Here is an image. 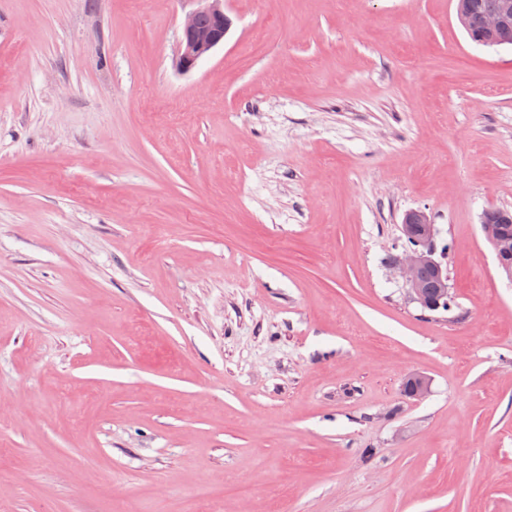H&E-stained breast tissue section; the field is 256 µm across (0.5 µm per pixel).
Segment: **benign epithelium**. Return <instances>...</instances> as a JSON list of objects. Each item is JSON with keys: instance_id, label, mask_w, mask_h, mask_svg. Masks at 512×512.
I'll return each mask as SVG.
<instances>
[{"instance_id": "obj_1", "label": "benign epithelium", "mask_w": 512, "mask_h": 512, "mask_svg": "<svg viewBox=\"0 0 512 512\" xmlns=\"http://www.w3.org/2000/svg\"><path fill=\"white\" fill-rule=\"evenodd\" d=\"M203 5L190 12L182 24L179 67L192 70L197 62L209 56L224 43L231 20L224 13V0H202ZM489 32L501 33L503 39L512 38V0H505L498 8L487 14L484 21ZM484 237L492 246L499 269L512 280V265L503 264V257L512 253V240L501 236L493 224L481 222ZM402 233L410 235L416 246L405 251L394 263L393 269L403 279L414 301L424 308L436 311L442 308L440 300H429L424 283V273L429 270L439 283L441 297L448 296V268L436 256L434 239L436 225L423 210H412L405 214Z\"/></svg>"}]
</instances>
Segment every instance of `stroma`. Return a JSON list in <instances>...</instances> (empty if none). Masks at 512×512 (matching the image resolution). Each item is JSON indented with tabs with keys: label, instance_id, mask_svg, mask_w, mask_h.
<instances>
[{
	"label": "stroma",
	"instance_id": "stroma-1",
	"mask_svg": "<svg viewBox=\"0 0 512 512\" xmlns=\"http://www.w3.org/2000/svg\"><path fill=\"white\" fill-rule=\"evenodd\" d=\"M198 6L0 0V512H512V47L224 0L183 73ZM414 209L449 309L392 270ZM204 4L190 12L182 24L179 67L183 71L192 70L197 62L209 56L224 43L231 20L224 13L223 0H200ZM207 18L208 22L203 23ZM486 221L481 222V229L484 237L492 246L499 269L512 280V265L503 264V257L512 253V244L509 238L501 236L496 229L504 236H512V211L501 208H490L484 212ZM493 224H496L493 225Z\"/></svg>",
	"mask_w": 512,
	"mask_h": 512
}]
</instances>
